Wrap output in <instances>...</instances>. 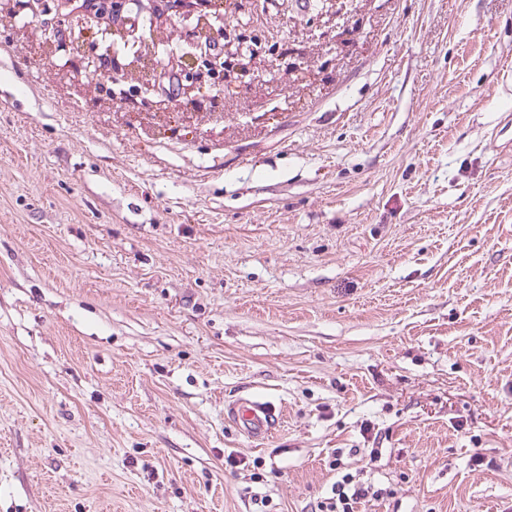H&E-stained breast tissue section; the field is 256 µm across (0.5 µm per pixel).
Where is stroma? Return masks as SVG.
<instances>
[{"label":"stroma","mask_w":512,"mask_h":512,"mask_svg":"<svg viewBox=\"0 0 512 512\" xmlns=\"http://www.w3.org/2000/svg\"><path fill=\"white\" fill-rule=\"evenodd\" d=\"M226 13L166 111L0 27V512H512V0ZM179 37L182 43L190 44L194 50L199 49L200 55L188 52L187 64L183 66L181 74V93L184 98L192 99L196 93L202 91L206 82L211 79L231 75L234 67L223 57L210 53L205 44L198 41V31L184 26L179 29ZM228 415L248 435L263 439L273 434L280 424V414L268 402L255 398H240L228 405ZM332 496L325 498L318 505L319 512H359L362 505L377 500L384 495L381 489L356 481L353 476L345 474L332 485Z\"/></svg>","instance_id":"obj_1"}]
</instances>
